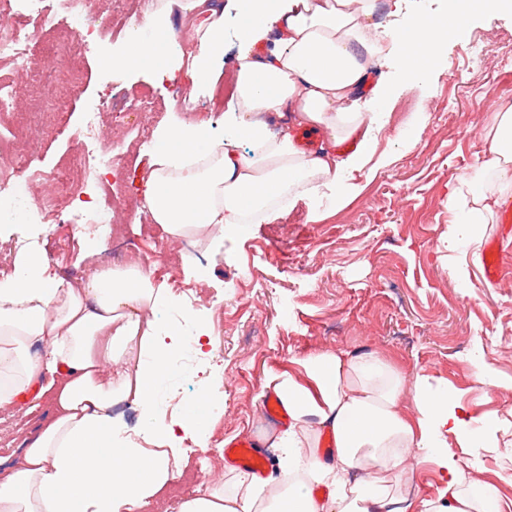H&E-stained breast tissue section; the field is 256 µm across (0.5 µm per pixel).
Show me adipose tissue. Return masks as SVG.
<instances>
[{
  "mask_svg": "<svg viewBox=\"0 0 512 512\" xmlns=\"http://www.w3.org/2000/svg\"><path fill=\"white\" fill-rule=\"evenodd\" d=\"M229 2L241 51L228 124L253 155L225 148L205 119L175 117L156 131L139 208L173 244L211 229L223 242L244 225L277 220L319 185H345L376 149V117L362 102L370 62L392 49L403 83L422 80L441 52L440 31L465 36L493 0H470L461 18L452 8L443 18L415 13L388 46L372 31L378 0ZM204 4L187 0L188 54L172 65L194 93L214 87L224 57V19ZM155 27L153 15L132 19L118 65L154 64L143 33ZM265 112L284 117L280 133L261 121ZM297 127L326 130L335 143L355 136L361 148L307 154L295 145ZM485 137L479 173L458 178L448 194V265L462 283L477 225L494 223L512 194V100L492 105ZM191 316L150 266L97 267L67 281L44 253L18 259L14 275L0 281V407L46 398L52 414L25 439L20 463L0 470V512H158L181 474L185 444L205 447L219 415L207 388L170 405L173 358L204 355L211 343L204 322L184 330ZM265 386L288 414L268 437L280 452L278 476H236L232 492L219 486L184 497L179 512H383L389 504L399 512H512L501 493L512 475L466 477L458 454L478 442L496 447L500 423L470 413L427 376L376 354L336 350L294 361ZM408 397L411 414L401 409ZM126 402L139 409L137 424L114 411ZM425 464L441 482L434 500L414 492Z\"/></svg>",
  "mask_w": 512,
  "mask_h": 512,
  "instance_id": "1",
  "label": "adipose tissue"
}]
</instances>
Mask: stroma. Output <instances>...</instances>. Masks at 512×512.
Returning a JSON list of instances; mask_svg holds the SVG:
<instances>
[{"label":"stroma","instance_id":"stroma-1","mask_svg":"<svg viewBox=\"0 0 512 512\" xmlns=\"http://www.w3.org/2000/svg\"><path fill=\"white\" fill-rule=\"evenodd\" d=\"M504 29L512 31V9L475 22L470 39L448 37L424 81L388 104L375 132L377 149L354 176L355 191L319 188L274 222L246 225L218 246L201 241L184 257L148 215L133 210L96 255L87 253L81 231L66 224L0 225V278L10 272L16 236L38 237L40 251L54 258V271L66 280L124 259L131 247L157 276L183 282L186 262L208 259L210 283L195 310L208 318L214 350L180 377L179 387L187 399L209 387L222 413L207 449L186 450L187 469L201 473L192 494L230 485L235 469L224 459L225 443L273 431L264 409L266 375L289 360L336 349L375 353L408 372H424L476 413H496L506 434L495 448L468 449L466 460L485 476L512 475V232L480 227L483 245H499L504 275L497 283L483 281L478 266L466 286L448 271V186L477 174L487 150L486 108L512 99V78L473 65L469 46L491 44ZM124 48V41L107 38L83 53L82 79L61 98L68 126L34 147L36 166L48 171L66 162L87 103L111 105L116 88L134 97L151 90L156 106L123 112L110 124L112 140L131 125L153 131L169 122L177 107L160 66H102V58ZM482 366L492 384L479 380ZM50 414L45 403L29 414L0 409L1 468L18 463L24 434Z\"/></svg>","mask_w":512,"mask_h":512}]
</instances>
